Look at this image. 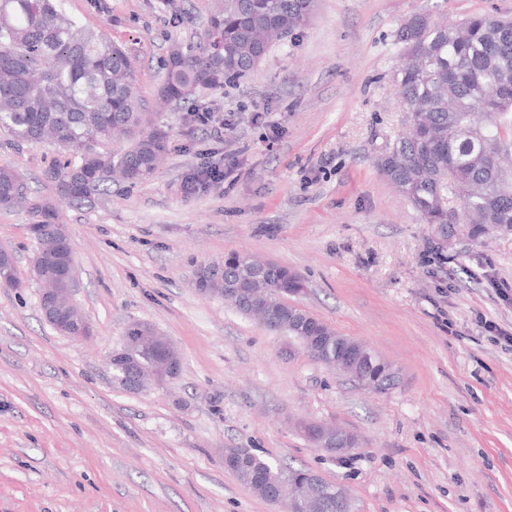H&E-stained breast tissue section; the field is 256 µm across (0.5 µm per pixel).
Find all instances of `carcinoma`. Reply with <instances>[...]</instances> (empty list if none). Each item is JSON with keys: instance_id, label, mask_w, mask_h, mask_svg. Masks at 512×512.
I'll use <instances>...</instances> for the list:
<instances>
[{"instance_id": "1", "label": "carcinoma", "mask_w": 512, "mask_h": 512, "mask_svg": "<svg viewBox=\"0 0 512 512\" xmlns=\"http://www.w3.org/2000/svg\"><path fill=\"white\" fill-rule=\"evenodd\" d=\"M316 0H218L199 49L175 42L165 61L159 90L166 102H188L201 89L253 71L270 49L308 20ZM402 62L395 78L406 112L405 134L378 161L381 174L437 230L448 229L445 192L463 189L467 233L480 241L512 232V19L477 14L459 23H438L426 13L409 16L397 32ZM136 60L104 32L66 17L58 0H0V133L16 143L50 142L64 154L48 170L60 200L81 204L108 190L112 177L128 183L152 175L166 153L168 135L152 125L135 90ZM115 135L128 147L117 156L96 146ZM27 202L21 173L0 166V208ZM29 203V202H27ZM45 226L35 242L39 283L64 288L52 252L42 250L64 236L56 208L29 203ZM208 295L221 296L238 312L262 317L275 310L276 334L306 345L321 337L323 364L340 372L349 349L365 353V371L382 392L396 373L367 345L338 334L328 324L288 303L304 282L294 270L232 252L220 273L205 280ZM151 345L125 350V361L141 373ZM224 467L253 494L292 512H355L350 496L341 508L337 484L324 483L314 498L311 470L293 468L244 448L224 449Z\"/></svg>"}]
</instances>
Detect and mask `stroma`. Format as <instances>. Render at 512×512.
I'll return each mask as SVG.
<instances>
[{"label":"stroma","mask_w":512,"mask_h":512,"mask_svg":"<svg viewBox=\"0 0 512 512\" xmlns=\"http://www.w3.org/2000/svg\"><path fill=\"white\" fill-rule=\"evenodd\" d=\"M212 0H64L138 60L137 89L169 134L157 171L58 206L75 252L85 339L43 318L30 277L27 205L0 209L20 287L0 285V512H286L243 487L224 451L245 448L343 485L356 512H512V234L473 241L448 195L432 233L376 168L403 133L393 72L411 14L512 16V0H317L309 21L249 75L192 103L157 91L172 42L197 47ZM213 113L225 127L194 118ZM49 144L0 133V166L55 200ZM223 184L184 193L203 161ZM239 251L298 272V305L367 343L397 372L365 390L298 341L204 297L200 267ZM181 357L162 386L127 391L108 358L132 322ZM332 424L360 445L329 456L301 432Z\"/></svg>","instance_id":"35a3bbf8"}]
</instances>
